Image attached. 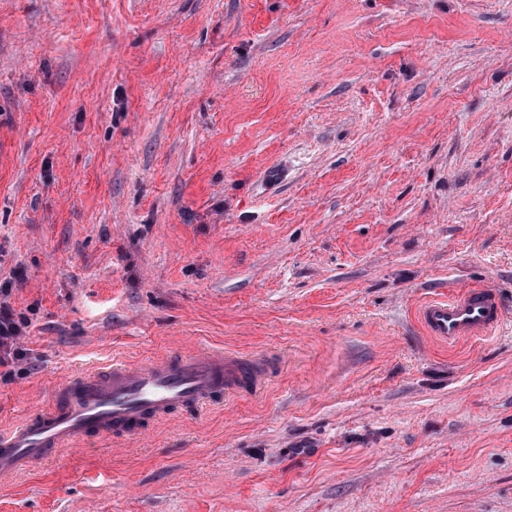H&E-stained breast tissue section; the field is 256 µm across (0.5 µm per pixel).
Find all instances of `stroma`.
Returning a JSON list of instances; mask_svg holds the SVG:
<instances>
[{
    "mask_svg": "<svg viewBox=\"0 0 512 512\" xmlns=\"http://www.w3.org/2000/svg\"><path fill=\"white\" fill-rule=\"evenodd\" d=\"M5 278L0 429L99 363L273 365L0 512H512V0H0ZM471 286L499 332H420ZM417 321L430 339L451 346L494 335L505 318L499 294L492 288L471 287L450 296H433L416 309ZM30 319L0 302V376H12L23 363H31V351L20 343Z\"/></svg>",
    "mask_w": 512,
    "mask_h": 512,
    "instance_id": "stroma-1",
    "label": "stroma"
}]
</instances>
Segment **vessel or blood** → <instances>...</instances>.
<instances>
[{
	"label": "vessel or blood",
	"mask_w": 512,
	"mask_h": 512,
	"mask_svg": "<svg viewBox=\"0 0 512 512\" xmlns=\"http://www.w3.org/2000/svg\"><path fill=\"white\" fill-rule=\"evenodd\" d=\"M416 317L426 336L451 346L494 335L505 309L494 289L471 287L426 298ZM264 371L221 350L97 365L59 385L41 413L0 430V477L39 466L73 442L123 438L176 410L251 389Z\"/></svg>",
	"instance_id": "obj_1"
}]
</instances>
